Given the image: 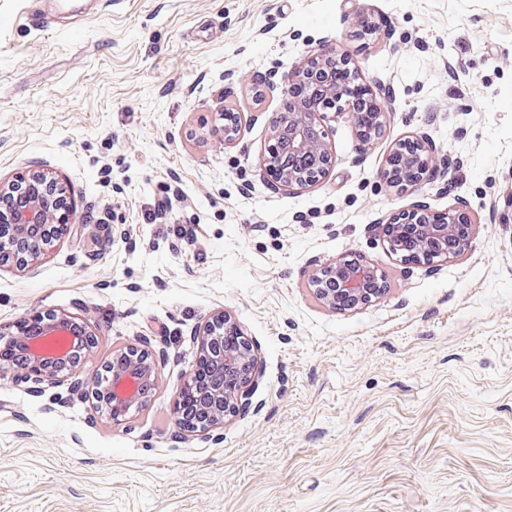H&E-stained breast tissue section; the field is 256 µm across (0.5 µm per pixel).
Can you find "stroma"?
Listing matches in <instances>:
<instances>
[{
  "mask_svg": "<svg viewBox=\"0 0 512 512\" xmlns=\"http://www.w3.org/2000/svg\"><path fill=\"white\" fill-rule=\"evenodd\" d=\"M48 29L0 0V179L59 178L74 231L0 268V331L60 309L98 342L73 381L148 341L155 389L122 425L0 371V512H512V0H79ZM375 26L366 34L365 23ZM386 105L362 143L327 111L333 166L272 190L262 171L285 79L321 42ZM242 113L225 143L221 114ZM429 137L439 169L382 180ZM180 191L150 216L163 185ZM467 199L460 255L392 253L380 226ZM195 224L198 240L177 227ZM371 263L378 301L335 310L311 278ZM236 319L262 372L222 442L180 431L193 334Z\"/></svg>",
  "mask_w": 512,
  "mask_h": 512,
  "instance_id": "obj_1",
  "label": "stroma"
}]
</instances>
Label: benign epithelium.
I'll return each instance as SVG.
<instances>
[{"label": "benign epithelium", "mask_w": 512, "mask_h": 512, "mask_svg": "<svg viewBox=\"0 0 512 512\" xmlns=\"http://www.w3.org/2000/svg\"><path fill=\"white\" fill-rule=\"evenodd\" d=\"M344 69L354 81L358 69L349 54L337 45H318L311 57L289 74V84L311 88L307 101H300L282 113L273 129V143L265 154L263 166L277 188L308 187L321 181L333 163L332 148L320 104H338L337 110L354 108L348 85L334 77ZM224 142L233 143L240 133L242 114L222 112ZM26 196L25 206L14 204ZM467 202L444 213L424 209L398 213L382 225L383 237L393 253L401 250L409 228H415L419 255L416 260L431 262L460 254L468 238L456 233V225L472 226L465 216ZM68 198L60 182L38 170L29 171L12 181H0V267L12 265L25 269L37 262L47 245L72 232L66 219ZM314 292L324 305L341 310L361 308L379 300L386 284L369 263L336 260L323 267L313 278ZM36 329L27 333L25 324L17 326L11 343L26 361L25 379L33 384L61 385L81 363L86 352L95 347L97 336L88 326L66 313L54 310L30 317ZM241 335L236 321L224 311L214 313L198 330L196 361L210 364L211 376L194 384L187 383L182 394L197 400L199 414L181 418L179 427L189 433L208 434L224 424L248 400L256 359L252 345L241 339L235 348L224 347L223 336ZM155 389V362L152 352L132 346L116 351L89 378L84 397L97 412L121 424L139 409Z\"/></svg>", "instance_id": "1"}]
</instances>
